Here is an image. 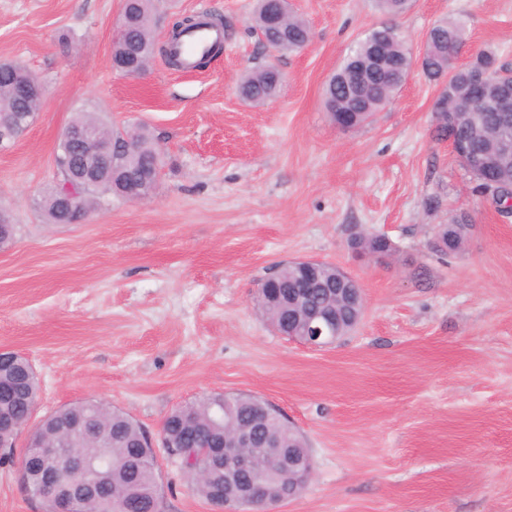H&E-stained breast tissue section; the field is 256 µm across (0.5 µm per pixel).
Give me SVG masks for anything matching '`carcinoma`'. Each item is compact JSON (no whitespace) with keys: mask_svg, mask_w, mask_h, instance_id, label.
Instances as JSON below:
<instances>
[{"mask_svg":"<svg viewBox=\"0 0 512 512\" xmlns=\"http://www.w3.org/2000/svg\"><path fill=\"white\" fill-rule=\"evenodd\" d=\"M271 9L270 0H256L252 16L254 31L262 45L270 52L285 55L297 52L311 38L307 22L296 14H288L286 27L274 30L267 24ZM128 17L125 33L117 37L112 48L113 66L128 62L132 50H137L143 60L155 57L156 27L155 0H130L123 7ZM466 45V22L462 18L442 19L433 24L428 36L423 75L442 86L448 99H438L433 108L435 133L439 138L454 134L448 123V113H453L458 125L470 127L474 136L467 140L471 153L485 152L493 158L490 173L497 175L499 190L506 198L512 197V156L506 157L495 150L497 139L504 133L512 136V125L502 128L491 112L480 111V106L467 95L469 81L474 73L494 69L512 78L509 67L500 62L492 49L475 53L472 59L460 64V50ZM412 57L404 39L397 30L388 25L370 29L350 48L339 73L330 78L325 92L326 103L349 113L351 128L358 130L368 124L373 116L384 109L402 85L403 71L411 67ZM364 72L363 83L357 98L346 96L340 75ZM39 84L38 78L26 67L15 61L0 62V113L21 114L41 107L35 96L26 103L19 102L14 94L20 82ZM280 84L279 70L274 66L255 68L244 75L240 84L242 95L254 102L263 103L273 97ZM79 127H91L102 138H110L114 144L129 142L134 155L126 157L117 152L112 161V174L102 178L99 185L83 190L80 209L87 214L99 206V193L112 190L116 197L139 193V188L154 192L159 174L146 169V165L158 154L157 147L143 129L136 131L115 130L89 112H79L71 120ZM47 222L62 221L56 203V191L50 190L41 201ZM469 225L450 218L448 224L436 229L443 240L439 252H455L462 248ZM357 246L365 250H377L384 246L381 235L365 233L355 237ZM304 273L292 266L282 268L269 290L257 289L254 300L257 308L268 322L288 320V291ZM334 309L340 315L343 331L355 327L362 312L349 306L340 295L327 294L322 288L312 289L310 298L294 309L304 313L308 307ZM0 382L13 387L14 396L9 401L0 400V413H7L15 420L16 429L0 438V465H18L21 483L25 492L37 494L43 471L37 464V444L44 440H56L61 455L54 468L61 482L68 483L73 474L68 471L67 456L78 448L91 457L112 465V483L95 498L85 501L80 512H113V506L130 503L132 512H154L153 493L158 487V466L155 449L147 447L144 430L130 416L109 406L100 399H89L65 406L45 417L29 437L23 453L15 456L14 440L26 426L29 407L37 402L39 379L29 371V360L22 358L15 363H0ZM257 398L249 394H205L198 399L175 407L165 418L162 429L165 439L179 452L183 459L181 471L192 490L204 500H210L214 482L224 479V462L212 467L207 457L197 453L204 445L219 444L224 438V427L216 424V415L230 407L242 423L253 417V405ZM79 417L89 424L91 434L85 438L73 433H63L65 420Z\"/></svg>","mask_w":512,"mask_h":512,"instance_id":"1","label":"carcinoma"}]
</instances>
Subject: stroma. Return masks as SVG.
<instances>
[{
    "mask_svg": "<svg viewBox=\"0 0 512 512\" xmlns=\"http://www.w3.org/2000/svg\"><path fill=\"white\" fill-rule=\"evenodd\" d=\"M311 28L272 60L251 30L254 0H157L158 43L176 14L226 23L197 72L156 56L114 69L121 0H0V61L43 84L35 124L0 151V349L26 356L35 419L99 398L151 434L209 393L258 396L306 438L313 478L273 512H512V216L434 135L439 87L413 72L372 123L331 121L324 90L352 43L387 22L372 0H289ZM464 16L467 48L512 65V0H411L396 23L412 54L439 18ZM276 63L282 84L255 106L242 76ZM146 126L162 155L153 198L104 197L79 224L40 207L74 113ZM467 215L463 248L438 225ZM359 231L388 235L384 262L356 260ZM317 259L360 285L363 319L312 350L276 333L254 304L283 261ZM164 512H210L180 465L156 450ZM0 512H45L0 466Z\"/></svg>",
    "mask_w": 512,
    "mask_h": 512,
    "instance_id": "stroma-1",
    "label": "stroma"
}]
</instances>
